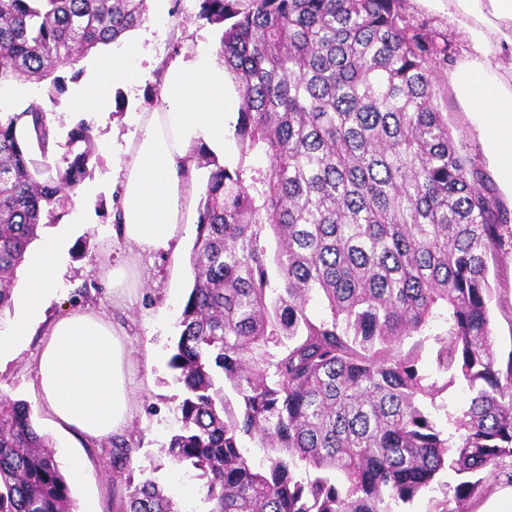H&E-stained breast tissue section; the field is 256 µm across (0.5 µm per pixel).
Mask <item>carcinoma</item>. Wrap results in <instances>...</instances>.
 Listing matches in <instances>:
<instances>
[{
    "label": "carcinoma",
    "instance_id": "cac0c4a2",
    "mask_svg": "<svg viewBox=\"0 0 512 512\" xmlns=\"http://www.w3.org/2000/svg\"><path fill=\"white\" fill-rule=\"evenodd\" d=\"M146 12L147 0H0V87L47 80L55 100L60 68ZM199 17L221 32L239 93V158L198 152L215 169L169 360L184 388L170 463L198 471L210 512H395L443 471L461 478L456 507L434 512H463L512 458V352L499 360L489 315V262L512 256V218L448 129V38L405 0H200ZM68 137L84 148L62 167L40 101L0 111V319L95 154L85 123ZM316 299L328 315L311 313ZM440 321L441 386L420 358ZM457 383L468 403L436 405ZM126 490L122 512H183L151 476ZM73 507L53 442L1 396L0 512Z\"/></svg>",
    "mask_w": 512,
    "mask_h": 512
}]
</instances>
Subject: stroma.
<instances>
[{
    "instance_id": "obj_1",
    "label": "stroma",
    "mask_w": 512,
    "mask_h": 512,
    "mask_svg": "<svg viewBox=\"0 0 512 512\" xmlns=\"http://www.w3.org/2000/svg\"><path fill=\"white\" fill-rule=\"evenodd\" d=\"M406 11L429 29L447 34L449 66H456L465 58L468 42L458 23L449 18L447 9L431 0H408ZM198 12L199 0H181L179 16L163 21L148 15L142 27L152 32L150 57L138 62L143 78L133 89L116 87L103 109H76L68 92L56 102H48L42 84L29 85L27 92L16 99L21 108L35 98L45 101L48 117L58 128L55 156L67 152L69 129L81 122L92 129L98 151L88 165L86 178L72 192L57 224H47L39 230L43 237L58 227L74 230L63 289L48 314L54 317L88 307L112 320L124 341L130 365L133 414L123 439L140 446L134 466L157 464V478L182 512H194L204 496L203 481L194 470L169 464L162 447L180 426L178 403L182 389L168 360L179 335L178 318L193 284L190 256L196 237L188 235L175 256L135 254L118 235L113 222V210L121 193L114 151L138 135L133 113L150 112L160 105L157 63H171L176 57H188L199 46L218 44V30L199 18ZM176 42L181 45L177 52L172 49ZM438 87L447 97L448 128L458 150L471 158L489 186H497L470 114L457 98L449 76L439 78ZM126 263L134 264L135 276L124 288L112 289L107 271ZM489 280L495 347L505 356L512 352V259L490 267ZM39 345V337H31L23 351L0 364V395L29 405L40 432L53 439L63 473L80 469V479L69 483L77 512H117V502L126 493L127 473L112 464L115 448L111 440L90 443L57 426L35 384ZM468 508L470 512H512V460L487 473L482 491L469 499Z\"/></svg>"
}]
</instances>
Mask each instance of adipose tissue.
<instances>
[{"label": "adipose tissue", "instance_id": "1", "mask_svg": "<svg viewBox=\"0 0 512 512\" xmlns=\"http://www.w3.org/2000/svg\"><path fill=\"white\" fill-rule=\"evenodd\" d=\"M448 15L471 50L452 72L459 100L471 112L498 183L512 196V0H446ZM148 46L102 57L86 66L73 100L78 108H103L115 87L139 84L133 56ZM162 105L138 112L139 135L121 150L118 171L124 240L148 253H176L189 227L186 214L198 192L196 147L225 159V139L237 120L239 100L208 47L169 64ZM67 261V234L33 244L23 271V293L10 335L0 336V361L15 356L29 336L43 332L36 358L39 394L56 421L81 439L101 440L127 427L132 412L124 343L111 321L92 310L48 319Z\"/></svg>", "mask_w": 512, "mask_h": 512}]
</instances>
